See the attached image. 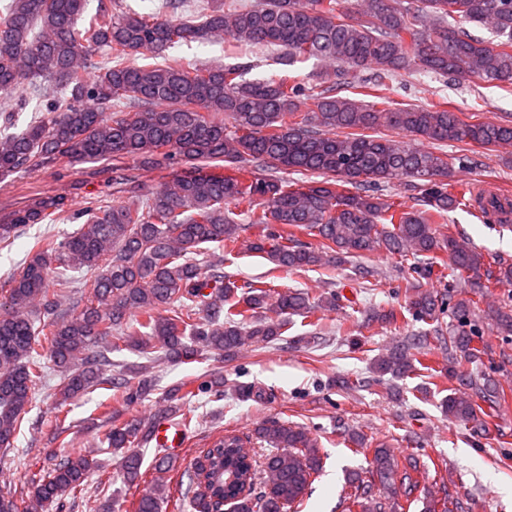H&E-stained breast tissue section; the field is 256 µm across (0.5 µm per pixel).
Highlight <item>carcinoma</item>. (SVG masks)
<instances>
[{"mask_svg":"<svg viewBox=\"0 0 512 512\" xmlns=\"http://www.w3.org/2000/svg\"><path fill=\"white\" fill-rule=\"evenodd\" d=\"M88 2L11 0L0 10V93L26 86L46 100V115L25 129L0 130V178L62 159L110 160L117 193L133 197L92 198L71 214L65 197L50 195L0 221L1 248L29 224L80 223L65 241L38 237L24 266L5 281L0 447H10L28 421L35 388L51 365L60 372L49 429L56 441L67 431L68 405L93 390L106 386L127 407L154 391L137 366L108 373L107 352L158 348L179 363L231 359L246 345L280 340L295 316L316 326L336 310L339 296L332 292L313 299L300 289L279 291L263 280L240 285L224 275V260L249 230L254 239L247 247L295 272L329 257L346 262L381 250L402 261L428 257L406 279L408 304L369 313L366 322L411 317L435 323L438 333L441 315L453 314L457 327L443 349L448 372L464 392L448 394L442 413L483 434L485 418L505 401L495 369L468 373L455 366L488 354L476 311L490 289L512 286V264L487 268L475 246L444 232L448 213L466 196L448 181L453 157L366 131L383 126L434 144L511 147L512 124L467 123L444 101L394 107L385 91L387 82L415 67L511 87L512 0H421V7L410 0H356L351 9L344 0H265L253 7L216 0L198 20L173 15L183 0H161L154 14L98 0L87 19ZM464 22L489 25L498 42L472 37ZM221 36L234 46L282 47L290 64L323 62L319 90L290 75L248 81L243 63L198 68L165 56L178 44ZM136 55L150 62L126 63ZM114 102L127 111L105 116L102 106ZM182 164L191 168L145 188V173ZM288 171L316 173L322 181L296 188L282 177ZM394 180L415 192L418 206L361 191L364 183ZM477 206L501 224L512 215L507 195L481 196ZM72 271L93 278L91 292L78 312L62 316L58 307L74 287ZM432 277L448 279V288H422L421 280ZM489 315L500 335H512V305L491 306ZM426 348V340L408 338L375 355L371 369L380 381L403 380L425 366ZM203 390L224 396L223 375L170 390L163 412L191 424L190 403ZM119 417L103 411L110 427L99 446L60 458L32 484L21 507L1 493L0 512H48L66 496H83L99 452L121 456L123 484L139 486L144 472L136 449L148 442L152 425L141 417L120 423ZM253 436L267 445L259 457L240 436L224 435L194 460L186 471L193 512H224L226 501L234 512H288L303 500L323 468L317 440L286 421L262 424ZM173 468L166 457L155 462L135 512H162L169 497L165 474ZM417 472V459L401 460L378 445L368 475L346 477L345 512H404L401 501H416Z\"/></svg>","mask_w":512,"mask_h":512,"instance_id":"obj_1","label":"carcinoma"}]
</instances>
